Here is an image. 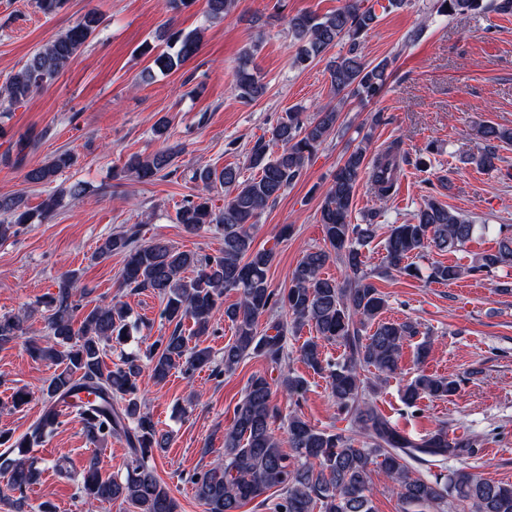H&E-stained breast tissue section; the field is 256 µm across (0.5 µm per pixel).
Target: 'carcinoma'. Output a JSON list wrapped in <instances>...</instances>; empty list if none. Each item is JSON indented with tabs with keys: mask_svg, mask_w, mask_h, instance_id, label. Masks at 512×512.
Returning a JSON list of instances; mask_svg holds the SVG:
<instances>
[{
	"mask_svg": "<svg viewBox=\"0 0 512 512\" xmlns=\"http://www.w3.org/2000/svg\"><path fill=\"white\" fill-rule=\"evenodd\" d=\"M237 0H207V14L213 20L226 17ZM488 10L512 13V0H436V13L451 17ZM379 20L368 0H345L342 7L317 15L300 12L287 19L288 32L300 44L295 62L306 63L324 55L331 47L347 41L348 50L329 59L327 73L337 104L322 107L311 119L290 110L271 129L270 140L260 138L246 151L245 165L253 172L242 178L238 166L217 171L198 169L193 178L202 184L187 196L176 211V222L189 234L213 226L224 241L216 255L183 251L162 239L143 241L138 225L107 236L95 250L99 259L114 254L124 257L122 284L148 290L164 302L162 318L173 330L157 337L145 349L121 353L120 363L105 364L106 352L127 344L132 331L141 325L132 319L131 309L121 301L95 303L84 308L77 295L86 293L76 272L63 275L58 291L45 302L47 334L27 342L29 355L59 367L43 390L42 414L29 432L14 441L0 432V481L4 491L24 494L36 478L27 463V449L39 445L60 424L56 407L71 402V412L89 443L97 445L112 437L125 439L135 456V468L123 479L105 476L96 459L79 473L77 486L88 505L119 501L133 512H178L170 489L160 481L152 465L154 452L167 447L168 435L156 428L152 415L142 407L139 381L147 371L158 382L174 370L185 375L213 363L211 349L195 343L188 346L182 334L184 321L194 326V336L209 334L219 311L235 329L234 340L224 346L221 374L234 370L249 357H262L279 366L285 357L287 334L308 325L317 336L299 347L304 364L327 379L330 396L345 415L352 433L318 430L295 412L288 418L286 440L274 433L276 417L272 405V383L261 374L252 376L241 401L234 409L230 426L224 429V462L191 477L195 496L204 512H239L246 503L275 488L272 512H374L371 474L375 470L390 480L389 491L401 503L402 512H512V485L488 481L474 471L450 469L448 462L472 453L470 440L451 437L441 424L415 441L403 434L374 404L373 385L366 372L375 370L390 377L400 369L403 346L418 334L411 321L382 318L387 299L370 282L365 247L376 234L374 224H353L351 213L356 189L368 177L379 201L394 192L400 162L407 154L400 145L368 157L357 147L337 165L319 211L324 248L307 251L294 268L290 284L283 290L271 287L267 272L274 260L273 250L253 248L249 227L267 205L278 199L302 175L313 153L340 126L339 104L347 98L371 101L378 98L391 74L393 61L365 60L359 52L360 39ZM102 23L92 9L72 27L38 49L0 86V105H16L62 73L94 36ZM197 31H173L168 50L152 56L161 72L171 71L197 54ZM258 44L245 49L235 73L239 97L252 100L264 92L257 68L253 66ZM487 146L475 162L492 170L500 160L497 143L512 142V128L485 125L480 128ZM276 144L273 151L270 144ZM178 150L165 147L153 153L132 154L122 171L141 182H152L172 174ZM73 156L62 153L26 171L32 185L55 181L59 172L71 166ZM225 190L224 208H213L211 192ZM63 194L52 193L42 202L40 212H31L23 196L0 197V241L31 224L34 217L50 216L62 202ZM476 225L453 213L435 197L408 224H396L384 242L385 271L416 277L419 268L411 258L434 248L452 252L473 236ZM345 266L347 276L340 282L323 275L330 262ZM512 267V236L502 238L495 250L483 253L470 267L436 264L428 279L446 284L468 273L489 272ZM192 271L194 276L185 273ZM239 295L235 304L224 305V293ZM285 318H274L258 330L259 319L275 309ZM26 334L25 316L0 315V346ZM343 347L341 359H326L324 343ZM280 385L290 397H301L307 381L287 374ZM458 391L456 380L419 371L401 393L402 403L413 408L425 398L447 400ZM288 444L290 451L283 450Z\"/></svg>",
	"mask_w": 512,
	"mask_h": 512,
	"instance_id": "obj_1",
	"label": "carcinoma"
}]
</instances>
